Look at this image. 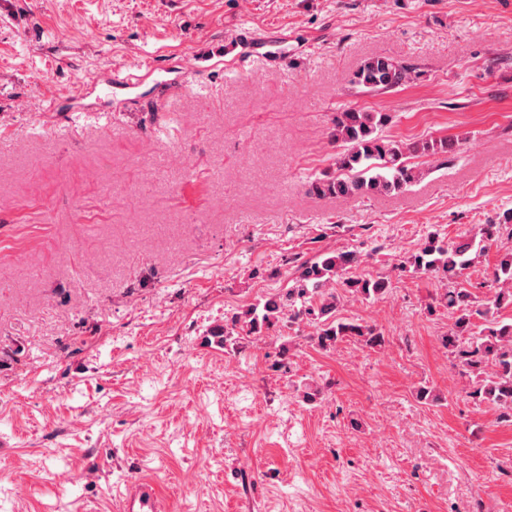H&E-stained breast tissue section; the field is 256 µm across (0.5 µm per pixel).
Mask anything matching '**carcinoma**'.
<instances>
[{
    "mask_svg": "<svg viewBox=\"0 0 512 512\" xmlns=\"http://www.w3.org/2000/svg\"><path fill=\"white\" fill-rule=\"evenodd\" d=\"M411 66L387 56L366 59L352 74L350 83L362 93L385 94L412 79ZM392 121L387 112L351 108L336 113L328 132L329 141L340 148L336 173L312 181L309 190L320 197L349 198L400 193L421 176L415 158L447 154L453 143L446 138L405 142L383 135ZM499 224H485L464 241L448 244L436 234L428 236L421 249L398 265L413 275H439L449 288L440 303L453 315L444 338L448 356L470 381L466 396L480 408L490 407L498 419L512 422V321L500 312L512 308V249L496 264L489 296L480 298L460 286L465 271L497 242ZM363 262L354 252L323 253L300 267L294 285L263 307L250 305L224 323V345L246 337H257L288 310V322H306L316 327L313 340L328 348L346 337H355L363 346L376 349L384 338L375 328L360 323L331 319L340 304L339 293L328 288L334 281L345 293L365 300L378 298L389 290L385 276L357 277L353 270ZM485 321L475 331L473 320Z\"/></svg>",
    "mask_w": 512,
    "mask_h": 512,
    "instance_id": "obj_1",
    "label": "carcinoma"
}]
</instances>
